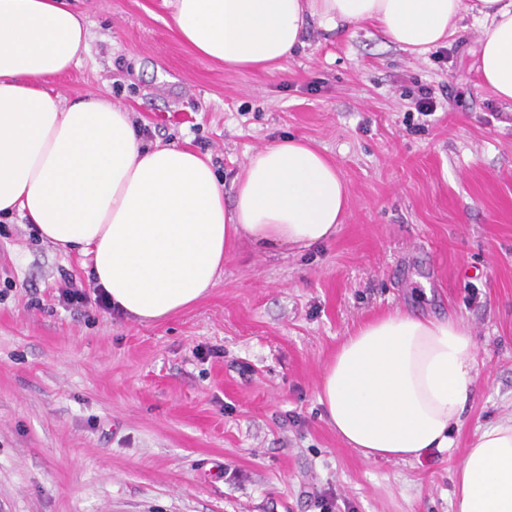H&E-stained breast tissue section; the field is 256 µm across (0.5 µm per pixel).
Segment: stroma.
Returning a JSON list of instances; mask_svg holds the SVG:
<instances>
[{
    "label": "stroma",
    "instance_id": "35a3bbf8",
    "mask_svg": "<svg viewBox=\"0 0 512 512\" xmlns=\"http://www.w3.org/2000/svg\"><path fill=\"white\" fill-rule=\"evenodd\" d=\"M74 6L90 42L50 81L63 98L108 95L228 186L305 139L341 169L348 213L300 252L234 243L205 297L150 324L101 309L82 256L1 218L0 512H320L321 494L333 512H450L453 458L365 459L316 387L345 336L399 309L478 341L457 451L512 416V103L479 79L480 25L421 56L371 25L314 31L268 74L197 56L164 0ZM68 280L88 302H60Z\"/></svg>",
    "mask_w": 512,
    "mask_h": 512
}]
</instances>
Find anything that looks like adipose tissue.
Returning a JSON list of instances; mask_svg holds the SVG:
<instances>
[{
	"label": "adipose tissue",
	"instance_id": "ef3b65f1",
	"mask_svg": "<svg viewBox=\"0 0 512 512\" xmlns=\"http://www.w3.org/2000/svg\"><path fill=\"white\" fill-rule=\"evenodd\" d=\"M179 38L241 70L281 69L310 28L375 25L422 55L463 13L484 29L477 70L512 101V0H164ZM88 22L69 0H0V215L20 216L89 260L113 308L150 322L216 284L238 239L304 250L335 235L349 205L336 164L286 138L253 153L229 188L210 155L144 141L107 96L62 105L48 78L77 65ZM479 372L462 320L395 310L360 323L336 350L317 401L348 447L372 461L453 451ZM451 512H512V418L477 430L452 471Z\"/></svg>",
	"mask_w": 512,
	"mask_h": 512
}]
</instances>
